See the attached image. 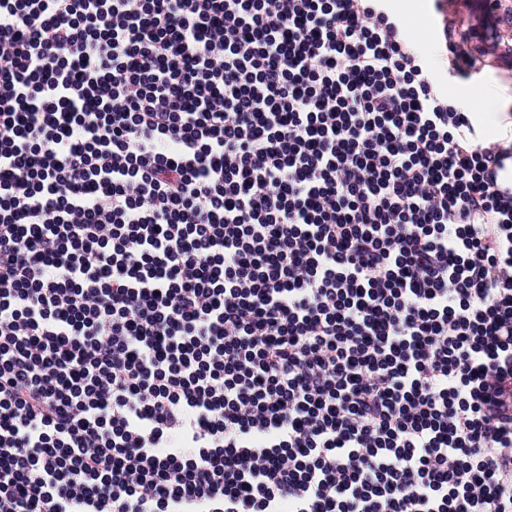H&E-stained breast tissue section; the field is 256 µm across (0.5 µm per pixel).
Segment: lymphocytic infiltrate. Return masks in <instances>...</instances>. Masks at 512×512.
I'll list each match as a JSON object with an SVG mask.
<instances>
[{
	"mask_svg": "<svg viewBox=\"0 0 512 512\" xmlns=\"http://www.w3.org/2000/svg\"><path fill=\"white\" fill-rule=\"evenodd\" d=\"M441 79L386 0H0V512H512V144Z\"/></svg>",
	"mask_w": 512,
	"mask_h": 512,
	"instance_id": "lymphocytic-infiltrate-1",
	"label": "lymphocytic infiltrate"
}]
</instances>
